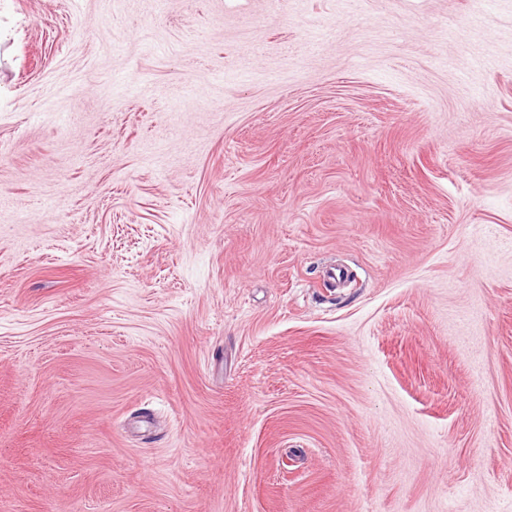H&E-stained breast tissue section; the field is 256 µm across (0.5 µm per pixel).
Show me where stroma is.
Returning a JSON list of instances; mask_svg holds the SVG:
<instances>
[{
    "instance_id": "1",
    "label": "stroma",
    "mask_w": 512,
    "mask_h": 512,
    "mask_svg": "<svg viewBox=\"0 0 512 512\" xmlns=\"http://www.w3.org/2000/svg\"><path fill=\"white\" fill-rule=\"evenodd\" d=\"M0 512H512V0H0Z\"/></svg>"
}]
</instances>
